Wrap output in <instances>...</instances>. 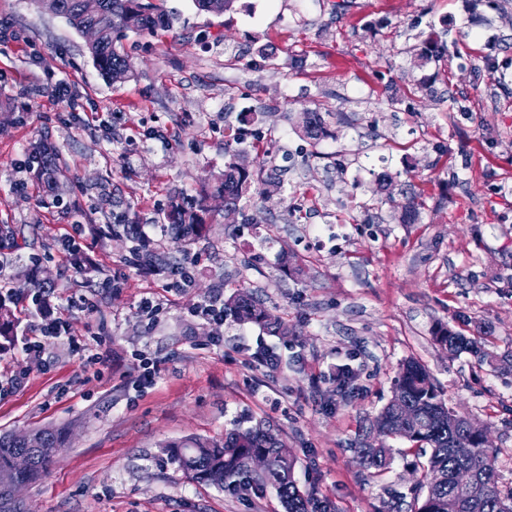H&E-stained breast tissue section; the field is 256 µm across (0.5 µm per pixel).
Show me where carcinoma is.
<instances>
[{"label":"carcinoma","mask_w":512,"mask_h":512,"mask_svg":"<svg viewBox=\"0 0 512 512\" xmlns=\"http://www.w3.org/2000/svg\"><path fill=\"white\" fill-rule=\"evenodd\" d=\"M58 15L75 30L87 26L101 29L100 41L89 47L97 69L114 82L127 78L128 56L118 47L119 35L125 31L155 33L173 28L175 17L159 4V0H59ZM234 0H195L196 7L204 12L221 15L232 8ZM336 116L331 110L305 111V135L317 141L327 134L328 119ZM230 161L224 171L216 176L215 194L239 207L243 188L248 185V170L239 165L242 153L232 145L225 147ZM206 207L186 206L173 202L168 214L167 232L176 250L186 257L189 246L201 233ZM137 257L144 266H155L169 260L164 253L154 251L143 240L137 248ZM224 311L241 323H262V303L246 290H239L224 300ZM437 341L448 348V353L458 356L473 355L480 362H491L498 357L485 349L476 339L451 327H442L436 333ZM511 361L507 354L500 358ZM394 393L399 395L406 408H419L424 419L416 427L403 428L404 421L389 404L375 418V424H390L396 438L407 442L416 456L427 457L421 464L422 475L418 494L411 501L400 497L393 504V512H512V487L499 485L496 470V451L484 448L475 441L468 418L448 425V405L441 388L434 382L426 368L416 361L402 364L394 383ZM42 447L31 448L32 467L25 475L29 483L41 479L54 462L53 448H63L69 441V432L60 428L39 430ZM24 451L12 434H0V471H8L14 457ZM166 460L175 465L186 477L219 489L243 487L257 492L270 490L276 494L285 512H335L332 502L303 490L295 479L296 458L281 435L272 428L257 423L233 428L221 440L190 437L161 446ZM354 452L363 459L362 466L377 471L384 470L392 460L393 449L372 448L361 440ZM262 455L267 469L256 474L249 468V459ZM471 469L477 480L486 485L494 484V491L469 496L458 492L451 480L461 468Z\"/></svg>","instance_id":"obj_1"}]
</instances>
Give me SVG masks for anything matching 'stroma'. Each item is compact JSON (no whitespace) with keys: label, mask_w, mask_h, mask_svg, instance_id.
Wrapping results in <instances>:
<instances>
[{"label":"stroma","mask_w":512,"mask_h":512,"mask_svg":"<svg viewBox=\"0 0 512 512\" xmlns=\"http://www.w3.org/2000/svg\"><path fill=\"white\" fill-rule=\"evenodd\" d=\"M337 2L237 0L216 15L166 0L179 23L128 33L131 69L115 83L64 18L0 0V224L19 230L0 260L9 287L51 278L70 339L98 334L105 360L96 380L67 341L25 356L42 317L31 300L13 306L16 354L0 361V377L29 374L0 397V433H72L26 489L31 512H283L273 492L187 479L160 450L259 421L293 451L301 488L336 512H387L420 478L406 443L391 441L380 473L352 447L411 358L449 407L488 427L500 482L512 486V372L449 356L434 338L443 323L512 352V0H350L341 17ZM445 20L464 42L411 67L423 33L443 39ZM60 81L70 103L52 96ZM446 90L459 111L438 103ZM318 104L343 118L315 142L302 112ZM240 127L263 140L247 152L238 222L208 200L188 283L137 266L135 241L112 225H141L157 251L173 253L161 231L171 198L198 195L223 170ZM41 140L59 153L56 195L40 194L32 169ZM412 194L422 205L405 224ZM258 209L264 223H246ZM78 231L86 249L75 266L61 253ZM237 290L257 295L289 334L197 316ZM146 298L154 314L141 313ZM140 353L157 374L137 391ZM345 364L356 381L343 402L333 376Z\"/></svg>","instance_id":"35a3bbf8"}]
</instances>
